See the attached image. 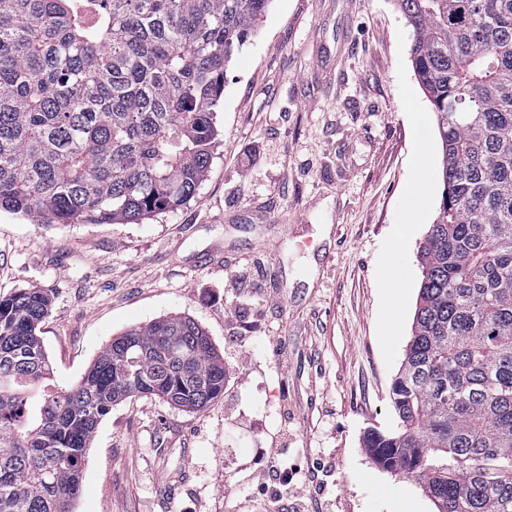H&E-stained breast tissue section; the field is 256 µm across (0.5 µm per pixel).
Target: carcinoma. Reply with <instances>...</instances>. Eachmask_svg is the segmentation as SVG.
<instances>
[{"mask_svg":"<svg viewBox=\"0 0 512 512\" xmlns=\"http://www.w3.org/2000/svg\"><path fill=\"white\" fill-rule=\"evenodd\" d=\"M271 0H0V211L132 224L208 172L224 72ZM442 147L437 214L389 399L363 445L436 512H512V0H395ZM41 288L0 296V512H73L102 419L130 397L189 411L224 394L191 318L112 339L69 388Z\"/></svg>","mask_w":512,"mask_h":512,"instance_id":"carcinoma-1","label":"carcinoma"}]
</instances>
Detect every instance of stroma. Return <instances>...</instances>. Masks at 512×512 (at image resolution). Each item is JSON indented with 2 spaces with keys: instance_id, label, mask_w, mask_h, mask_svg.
I'll use <instances>...</instances> for the list:
<instances>
[{
  "instance_id": "1",
  "label": "stroma",
  "mask_w": 512,
  "mask_h": 512,
  "mask_svg": "<svg viewBox=\"0 0 512 512\" xmlns=\"http://www.w3.org/2000/svg\"><path fill=\"white\" fill-rule=\"evenodd\" d=\"M392 0H272L224 75L219 141L195 197L137 224L0 211V296L44 289L53 382L113 337L183 315L224 358L188 412L129 398L101 421L75 512H232L279 448L325 462L324 512H435L362 446L390 383L442 191L436 127Z\"/></svg>"
}]
</instances>
